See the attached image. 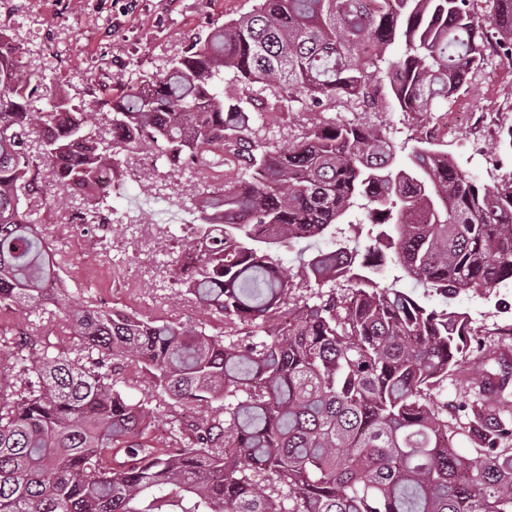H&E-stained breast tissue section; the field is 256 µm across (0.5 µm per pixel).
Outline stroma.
Wrapping results in <instances>:
<instances>
[{
    "label": "stroma",
    "instance_id": "stroma-1",
    "mask_svg": "<svg viewBox=\"0 0 512 512\" xmlns=\"http://www.w3.org/2000/svg\"><path fill=\"white\" fill-rule=\"evenodd\" d=\"M253 5L254 0H138L129 13L123 0H0V30L21 51L35 90L33 108L65 97L96 112L100 100L120 94L126 81L166 68L193 36L248 13ZM332 121L381 127L399 148L445 128L444 149L459 169L493 185L512 174V153L494 148L500 127L512 125V63L487 56L463 93L419 115L401 112L383 86L375 107L340 103L324 111L298 104L289 126L272 120L267 134L293 139ZM30 199L39 230L61 262L65 301L114 306L144 317L204 319L211 333L223 334V320L205 316L189 297L170 288L167 263L178 246L162 234L155 214H144L139 224H91L78 232L73 211L35 193ZM456 304L468 314L475 335L459 373L444 383L440 396L463 418L475 404L473 377L496 369L497 359L512 364V282L467 291ZM34 323L40 335L53 339L66 332L57 310L39 320L22 308L0 314V328L7 331Z\"/></svg>",
    "mask_w": 512,
    "mask_h": 512
}]
</instances>
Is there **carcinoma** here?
<instances>
[{
  "label": "carcinoma",
  "mask_w": 512,
  "mask_h": 512,
  "mask_svg": "<svg viewBox=\"0 0 512 512\" xmlns=\"http://www.w3.org/2000/svg\"><path fill=\"white\" fill-rule=\"evenodd\" d=\"M492 48L512 62V0L482 13L475 0H255L100 114L65 98L32 109L0 32V309L59 303L31 153L85 227L115 210L99 172L118 176L139 152L197 185L167 197L192 216L174 286L252 327L218 336L80 305L64 308L73 357L1 338L0 512H512V448L499 447L512 366L474 379L486 407L459 426L433 393L473 335L449 300L512 279V175L481 185L432 138L400 161L365 124L285 143L265 129L295 102L365 101L382 83L401 111L427 112ZM293 251L303 283L344 294L294 298L278 260ZM387 265L403 276L382 287L372 275ZM404 276L422 292L396 287ZM130 357L152 407L119 387ZM159 411L180 447L150 442Z\"/></svg>",
  "instance_id": "carcinoma-1"
}]
</instances>
